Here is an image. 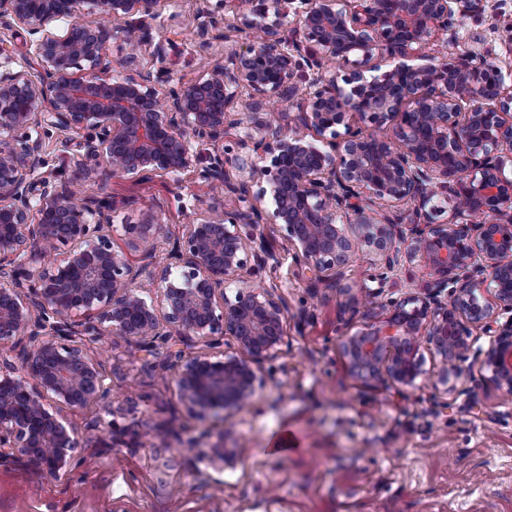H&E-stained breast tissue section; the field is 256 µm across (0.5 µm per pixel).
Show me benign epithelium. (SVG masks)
<instances>
[{
  "label": "benign epithelium",
  "instance_id": "obj_1",
  "mask_svg": "<svg viewBox=\"0 0 512 512\" xmlns=\"http://www.w3.org/2000/svg\"><path fill=\"white\" fill-rule=\"evenodd\" d=\"M89 4L91 29L74 18ZM156 0H0V18L36 36L44 75L0 69V342L23 344L22 368L0 361V461L65 472L79 445L62 411L111 395L99 364L73 337L97 342L125 336L145 348L172 336L190 346L233 342L218 355L177 353L159 368L200 419H230L250 406L264 379L258 363L286 345L288 303L276 283L251 285L277 256L266 227L283 233L295 263L314 288L351 296L345 269L361 244L390 271L406 262L428 271L421 295L381 305L368 291L367 328L341 339L347 367L366 386L414 388L434 379L439 396L466 391L460 365L471 350L468 326L488 346L475 358L488 379L512 395V68L479 48L454 61L400 65L380 75L374 61L424 50L457 15L478 17L487 0H201L197 14L231 13L245 46L229 66L180 83L158 98L153 71L106 80L113 64L137 58L140 46L113 61L107 39L147 17ZM294 24L301 38L288 41ZM84 66V74L72 69ZM346 71L345 86L321 71ZM318 73L299 91L295 76ZM248 90L288 111V123L260 116L262 102L238 105ZM392 136L372 137L350 115ZM252 125L224 156V128ZM81 136L77 176L40 172L43 137ZM214 146L198 167L197 147ZM105 162L130 179L192 171L211 184L213 202L184 225L181 240L155 265L163 225L147 214L114 224L115 207L84 194ZM234 165L238 178L226 171ZM255 183L263 184L258 191ZM271 197L273 209L263 207ZM453 197L449 219L440 202ZM413 206L406 223L399 207ZM356 224L359 240L345 225ZM120 233L139 253L132 264L112 246ZM491 290L494 301L477 292ZM509 317L500 321V315ZM432 359L425 368L424 352Z\"/></svg>",
  "mask_w": 512,
  "mask_h": 512
}]
</instances>
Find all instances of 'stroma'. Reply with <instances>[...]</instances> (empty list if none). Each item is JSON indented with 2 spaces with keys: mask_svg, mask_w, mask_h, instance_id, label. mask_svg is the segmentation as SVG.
<instances>
[{
  "mask_svg": "<svg viewBox=\"0 0 512 512\" xmlns=\"http://www.w3.org/2000/svg\"><path fill=\"white\" fill-rule=\"evenodd\" d=\"M190 0H159L148 28L133 25L103 48L116 58L144 32L163 42L168 82L223 67L225 45H237L223 13L212 16L209 47ZM512 0H489L482 18H455L425 53L452 59L480 45L501 68L512 65L504 43ZM0 47L17 69L41 65L24 29L0 22ZM128 223L153 211L165 256L210 186L187 172L138 181L107 177L90 189ZM275 277L288 299L284 329L291 347L260 362L265 384L253 403L217 422L191 415L158 365L168 346L145 351L122 336L88 343L112 386V403L65 412L81 433L67 472L53 476L24 463H0V512H512V402L488 381L475 358L462 367L466 393L438 407L430 384L398 390L362 388L338 348L366 325L344 309L336 289L311 292L308 275L280 251ZM425 271L401 264L388 273L381 300L422 293ZM235 468L214 465L224 449Z\"/></svg>",
  "mask_w": 512,
  "mask_h": 512,
  "instance_id": "1",
  "label": "stroma"
}]
</instances>
